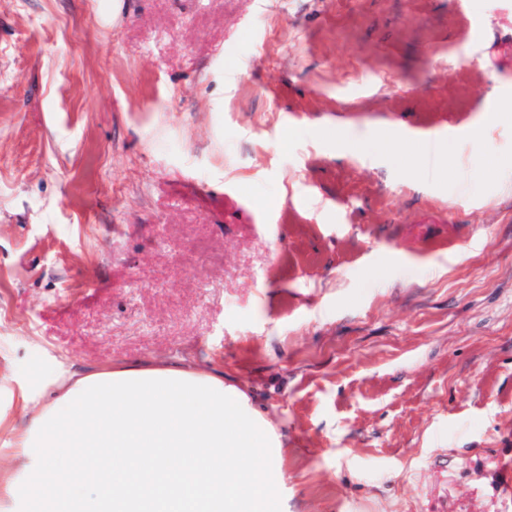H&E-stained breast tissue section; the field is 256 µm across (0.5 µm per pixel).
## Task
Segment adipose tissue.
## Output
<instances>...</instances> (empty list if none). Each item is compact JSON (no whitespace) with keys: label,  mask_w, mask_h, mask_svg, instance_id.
I'll return each instance as SVG.
<instances>
[{"label":"adipose tissue","mask_w":512,"mask_h":512,"mask_svg":"<svg viewBox=\"0 0 512 512\" xmlns=\"http://www.w3.org/2000/svg\"><path fill=\"white\" fill-rule=\"evenodd\" d=\"M7 512H273L269 433L219 375L177 364L46 373Z\"/></svg>","instance_id":"1"}]
</instances>
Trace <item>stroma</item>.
Masks as SVG:
<instances>
[{
	"instance_id": "35a3bbf8",
	"label": "stroma",
	"mask_w": 512,
	"mask_h": 512,
	"mask_svg": "<svg viewBox=\"0 0 512 512\" xmlns=\"http://www.w3.org/2000/svg\"><path fill=\"white\" fill-rule=\"evenodd\" d=\"M503 99L512 0H0V469L32 364L183 361L274 512H512ZM328 140H336V143L343 144L350 150L367 153L372 139L364 133H349L342 130H336L334 133L326 134ZM445 162L448 164V139L440 136L438 140L429 145L426 177H435L440 165Z\"/></svg>"
}]
</instances>
